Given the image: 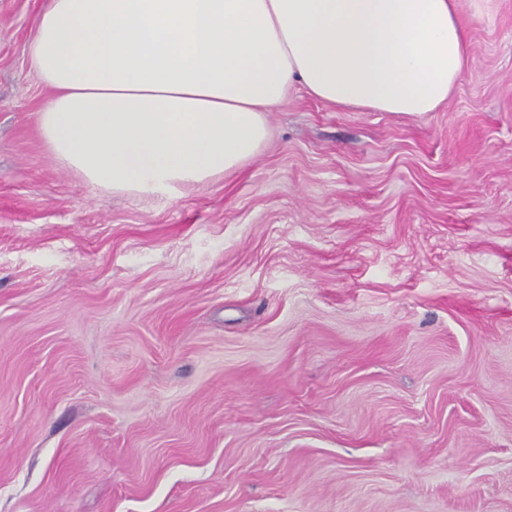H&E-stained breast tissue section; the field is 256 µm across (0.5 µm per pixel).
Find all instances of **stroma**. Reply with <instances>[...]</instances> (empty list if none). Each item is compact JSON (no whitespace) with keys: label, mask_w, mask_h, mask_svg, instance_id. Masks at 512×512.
Returning <instances> with one entry per match:
<instances>
[{"label":"stroma","mask_w":512,"mask_h":512,"mask_svg":"<svg viewBox=\"0 0 512 512\" xmlns=\"http://www.w3.org/2000/svg\"><path fill=\"white\" fill-rule=\"evenodd\" d=\"M0 0V512H512V0L446 105L298 93L241 171L92 186Z\"/></svg>","instance_id":"35a3bbf8"}]
</instances>
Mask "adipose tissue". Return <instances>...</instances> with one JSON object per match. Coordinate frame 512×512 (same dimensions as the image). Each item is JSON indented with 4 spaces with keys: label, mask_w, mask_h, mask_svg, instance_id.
Instances as JSON below:
<instances>
[{
    "label": "adipose tissue",
    "mask_w": 512,
    "mask_h": 512,
    "mask_svg": "<svg viewBox=\"0 0 512 512\" xmlns=\"http://www.w3.org/2000/svg\"><path fill=\"white\" fill-rule=\"evenodd\" d=\"M31 65L49 154L94 186L167 194L230 174L300 91L336 109L445 104L469 62L460 0H48Z\"/></svg>",
    "instance_id": "obj_1"
}]
</instances>
